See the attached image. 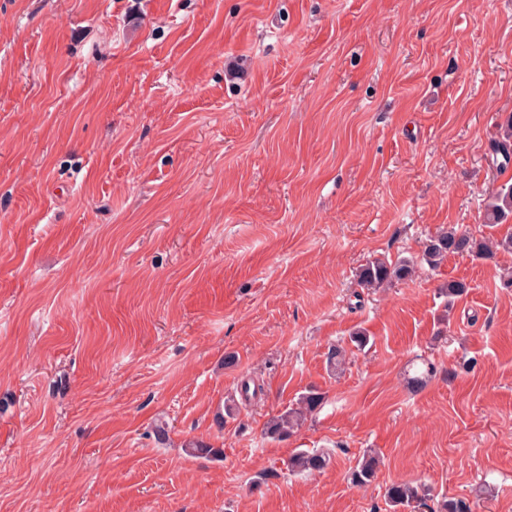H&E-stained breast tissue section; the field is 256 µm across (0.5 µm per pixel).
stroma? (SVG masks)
Returning <instances> with one entry per match:
<instances>
[{
    "instance_id": "stroma-1",
    "label": "stroma",
    "mask_w": 512,
    "mask_h": 512,
    "mask_svg": "<svg viewBox=\"0 0 512 512\" xmlns=\"http://www.w3.org/2000/svg\"><path fill=\"white\" fill-rule=\"evenodd\" d=\"M511 115L512 0H0V512H512V252L420 262L503 235ZM383 256L419 266L360 288ZM512 219V184H502L493 190L486 205V224L502 225ZM512 250V232L500 239L477 238L469 233L449 226L431 236L423 244L422 260L437 267L448 256H468L477 260H493L500 251ZM324 396L316 389H309L300 395L295 408H289L273 419L266 428V433L277 438H288L315 414L324 403ZM331 462L329 454L298 451L288 459V469L297 472L314 473L326 469ZM378 467V456L372 452L364 453L352 472V482L359 486L368 485L375 478ZM430 490L423 486L412 484H393L386 493L387 501L393 508V512H405V509H415L421 504L427 505L430 499Z\"/></svg>"
}]
</instances>
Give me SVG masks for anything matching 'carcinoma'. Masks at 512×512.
Instances as JSON below:
<instances>
[{
	"instance_id": "obj_1",
	"label": "carcinoma",
	"mask_w": 512,
	"mask_h": 512,
	"mask_svg": "<svg viewBox=\"0 0 512 512\" xmlns=\"http://www.w3.org/2000/svg\"><path fill=\"white\" fill-rule=\"evenodd\" d=\"M502 138L495 144V151L503 162L512 160V115L501 125ZM512 219V184H502L493 190L486 205L485 221L492 225L509 223ZM512 250V232L500 239L477 238L450 226L438 231L423 244L422 260L431 267L441 264L448 256H468L477 260H493L500 251ZM414 261L402 259L394 264L384 258H375L361 266L357 274L358 286L362 288H387L394 282L411 276ZM324 396L316 389L300 395L296 407L286 410L273 419L266 433L277 438H287L295 433L308 417L323 405ZM331 462L329 454L298 451L288 459V469L314 473L326 469ZM379 467L378 456L372 452L363 454L352 472L354 484L365 486L373 481ZM393 512L415 509L430 499V490L412 484H393L386 493ZM475 503L467 497H451L437 504L439 512H474Z\"/></svg>"
}]
</instances>
